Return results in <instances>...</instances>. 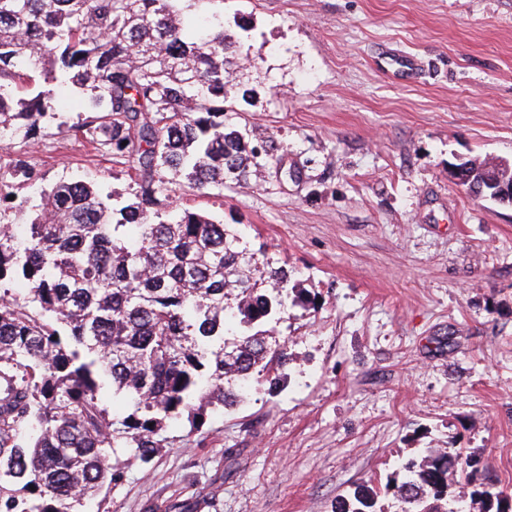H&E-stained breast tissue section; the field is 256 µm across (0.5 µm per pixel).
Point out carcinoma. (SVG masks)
Instances as JSON below:
<instances>
[{
	"label": "carcinoma",
	"mask_w": 512,
	"mask_h": 512,
	"mask_svg": "<svg viewBox=\"0 0 512 512\" xmlns=\"http://www.w3.org/2000/svg\"><path fill=\"white\" fill-rule=\"evenodd\" d=\"M197 3L212 12L191 37ZM236 42L224 0H0V132L35 135L56 111L54 88L70 83L88 93L71 130L131 161L136 185L115 209L90 181L51 184L20 240L10 196L37 173L21 155L0 169V512H83L122 477L109 449L147 462L167 422L233 406L254 374L279 387L288 346L271 334L287 274L254 276L203 214L159 219L177 177L200 189L250 176L254 152L224 123ZM16 279L29 285L23 301ZM231 296L243 330L230 342ZM107 384L131 412L109 414ZM476 465L459 448L406 460L391 479L398 512H461L449 491L457 469L478 512H512V493L477 481ZM334 512L383 510L363 483Z\"/></svg>",
	"instance_id": "cac0c4a2"
}]
</instances>
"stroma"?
<instances>
[{"instance_id": "1", "label": "stroma", "mask_w": 512, "mask_h": 512, "mask_svg": "<svg viewBox=\"0 0 512 512\" xmlns=\"http://www.w3.org/2000/svg\"><path fill=\"white\" fill-rule=\"evenodd\" d=\"M224 26L239 37L226 69L252 91L229 92L226 118L255 173L171 204L223 222L309 302L279 314L277 390L255 377L199 429L168 425L149 463L113 449L122 480L92 512H333L367 481L393 512L390 476L427 448L463 449L512 488V208L448 170L512 164V0H224ZM392 55L419 60L414 79ZM62 92L0 164L22 154L40 186L130 197L129 165L72 135L81 96Z\"/></svg>"}]
</instances>
